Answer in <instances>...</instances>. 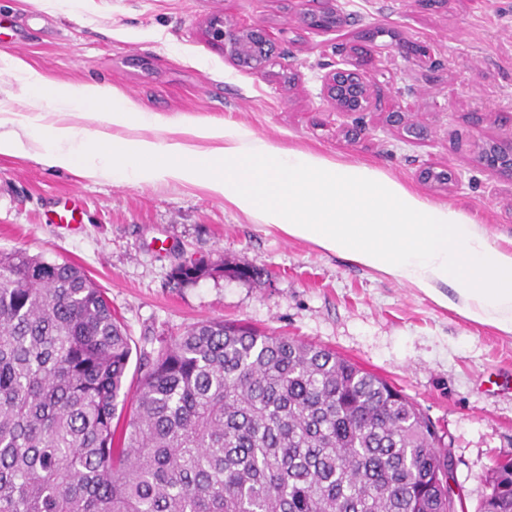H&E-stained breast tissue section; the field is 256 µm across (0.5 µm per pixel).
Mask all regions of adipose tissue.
<instances>
[{"mask_svg": "<svg viewBox=\"0 0 512 512\" xmlns=\"http://www.w3.org/2000/svg\"><path fill=\"white\" fill-rule=\"evenodd\" d=\"M0 74L29 104L0 110L1 154L31 142L45 166L87 178L203 185L284 236L346 255L512 335V252L493 247L463 210L431 203L370 165L287 149L237 125L191 123L168 127L164 138L142 136L153 120L128 98L52 82L6 54ZM74 116L95 121L93 134L71 124ZM117 127L130 136L114 135ZM442 283L449 292L439 291Z\"/></svg>", "mask_w": 512, "mask_h": 512, "instance_id": "adipose-tissue-1", "label": "adipose tissue"}]
</instances>
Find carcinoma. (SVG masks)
I'll use <instances>...</instances> for the list:
<instances>
[{
  "instance_id": "obj_1",
  "label": "carcinoma",
  "mask_w": 512,
  "mask_h": 512,
  "mask_svg": "<svg viewBox=\"0 0 512 512\" xmlns=\"http://www.w3.org/2000/svg\"><path fill=\"white\" fill-rule=\"evenodd\" d=\"M131 352L80 267L0 253V512H464L429 419L332 350L204 322L129 402ZM488 486L512 512V459Z\"/></svg>"
}]
</instances>
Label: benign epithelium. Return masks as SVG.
<instances>
[{
	"label": "benign epithelium",
	"mask_w": 512,
	"mask_h": 512,
	"mask_svg": "<svg viewBox=\"0 0 512 512\" xmlns=\"http://www.w3.org/2000/svg\"><path fill=\"white\" fill-rule=\"evenodd\" d=\"M313 8L297 10L298 24L317 33H329L350 25L352 16L345 14L339 0H311ZM205 32L210 42L224 50V59L237 70L260 76L272 73L276 59L288 56V51L276 52L266 28L256 22L243 24L229 13L209 19ZM410 57L420 66L433 70L441 66L430 45L422 42L403 41ZM390 54V47L369 41L336 42L331 46L329 59L318 63L320 98L329 111L338 117L353 118L350 124H342L338 134L347 141H356L371 134L376 126L366 118L380 113L388 127H402L424 138L430 127L413 119V112L402 104L404 95H415L413 88L396 92V99L388 103L375 86L372 75ZM458 142H466L477 168L491 176L512 178V138L487 141L478 135H457ZM418 179L430 186L450 190L461 183V174L448 165H420Z\"/></svg>",
	"instance_id": "1"
}]
</instances>
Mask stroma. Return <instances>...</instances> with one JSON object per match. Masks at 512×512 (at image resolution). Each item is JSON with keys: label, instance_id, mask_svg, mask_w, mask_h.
Returning a JSON list of instances; mask_svg holds the SVG:
<instances>
[{"label": "stroma", "instance_id": "1", "mask_svg": "<svg viewBox=\"0 0 512 512\" xmlns=\"http://www.w3.org/2000/svg\"><path fill=\"white\" fill-rule=\"evenodd\" d=\"M0 0V53L47 78L107 86L161 124L228 123L285 148L345 163H366L430 202L464 208L494 247L512 251V180L477 169L456 143L472 113L478 132L512 136V0H449L425 11L411 0H341L356 20L328 35L297 37L285 0ZM231 7L245 23L267 25L287 45L299 89L236 70L203 33ZM435 45L445 67L425 72L395 48L374 74L384 95L421 87L409 104L436 113L427 141L378 130L338 140L339 117L319 97L317 62L327 42L358 30ZM448 163L461 184L438 191L416 176L420 163ZM78 195L82 221L50 222L58 199ZM23 251L81 267L107 292L131 337L126 384L164 342L205 321L224 320L329 348L387 379L427 415L454 456L453 485L469 512L488 491L501 455L512 454V335L472 322L391 277L313 243L263 226L207 189L185 183L130 185L51 169L33 154H0V252ZM211 266L189 283L173 272L186 262ZM266 275L245 280L233 267Z\"/></svg>", "mask_w": 512, "mask_h": 512}]
</instances>
